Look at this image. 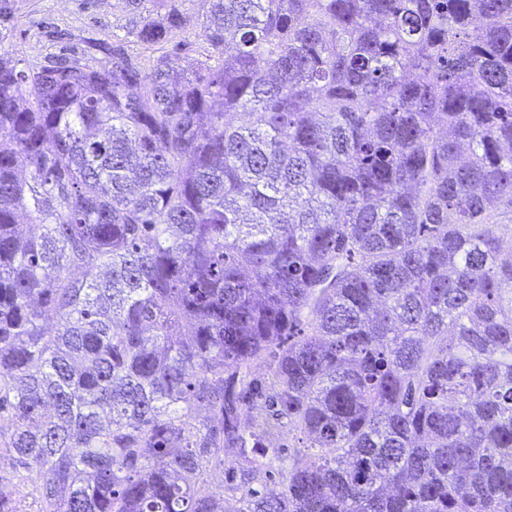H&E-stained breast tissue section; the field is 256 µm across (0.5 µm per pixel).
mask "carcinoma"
<instances>
[{
    "label": "carcinoma",
    "instance_id": "obj_1",
    "mask_svg": "<svg viewBox=\"0 0 512 512\" xmlns=\"http://www.w3.org/2000/svg\"><path fill=\"white\" fill-rule=\"evenodd\" d=\"M127 2L142 44L182 24ZM208 2L190 73L0 53V484L226 512L228 464L234 512H512V0ZM303 435L299 434L295 428L288 425V421L284 420V424L276 434L272 437L268 448H283L284 451L279 454L269 452L267 462L270 472L267 478L256 481L253 487L259 490L262 494L277 495L280 494L287 484L288 469L291 462L288 460V448H299L301 446ZM228 469L226 470H221V469H209L206 471V473L204 474V481L200 482V485L204 488V489H215V488H219L221 486L224 485V498H225V505L226 507L228 505H233L235 506L236 505V498H235V494L228 491L227 490V487L229 485H231L230 483L232 482L231 480V477H232V473L227 471Z\"/></svg>",
    "mask_w": 512,
    "mask_h": 512
}]
</instances>
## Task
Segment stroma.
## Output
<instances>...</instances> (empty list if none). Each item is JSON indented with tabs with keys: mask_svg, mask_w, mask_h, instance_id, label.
I'll return each instance as SVG.
<instances>
[{
	"mask_svg": "<svg viewBox=\"0 0 512 512\" xmlns=\"http://www.w3.org/2000/svg\"><path fill=\"white\" fill-rule=\"evenodd\" d=\"M177 2L183 15L182 26L174 30L167 51L179 59L182 68L193 69L199 59L201 32L199 20L208 9L207 0H147V10L166 13L170 2ZM8 7L7 20H0V50L17 51L27 66L38 68L48 56L67 45L85 49L88 42L100 44L95 60H106V48L124 41L132 58L147 59L143 49L128 30L132 15L126 0H0ZM272 454L267 458L269 474L256 481L255 489L266 495L280 494L287 484L290 462L285 449L300 447L299 433L291 425H283L272 437Z\"/></svg>",
	"mask_w": 512,
	"mask_h": 512,
	"instance_id": "obj_1",
	"label": "stroma"
}]
</instances>
